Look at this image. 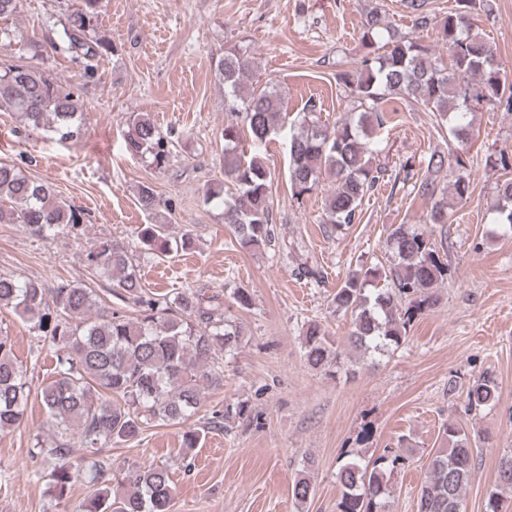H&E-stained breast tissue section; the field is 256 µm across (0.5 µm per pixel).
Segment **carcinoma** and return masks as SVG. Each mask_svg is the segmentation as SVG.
I'll list each match as a JSON object with an SVG mask.
<instances>
[{"label": "carcinoma", "mask_w": 512, "mask_h": 512, "mask_svg": "<svg viewBox=\"0 0 512 512\" xmlns=\"http://www.w3.org/2000/svg\"><path fill=\"white\" fill-rule=\"evenodd\" d=\"M403 2L415 28L439 26L449 60L395 30L384 5L376 4L363 22L365 54L358 67L336 71V83L349 90L352 108L331 126L314 104L304 108L298 121H290L277 86L257 89L249 84L256 70L249 48L240 43L224 51L218 64L224 111L230 113L222 132L224 181L208 185L203 199L221 209L241 248L265 249L276 243L271 172L262 155L268 143L285 141L295 195L308 194L324 178L331 179L323 223L333 232L355 223L364 198L385 181L386 168L372 159L379 147L374 133L386 124L385 114L397 111L395 103L432 113L437 126L448 129L461 146L471 140L474 112L485 106L512 112V84L501 78L492 46L474 29V12L489 11V0H458L459 8L441 18L429 10V0ZM100 7L101 0H81L80 8L58 20V39L49 41L81 64L88 79L94 78L101 58L117 51L97 28ZM45 49L43 42L30 41L26 52L32 62L0 69V111L16 113L28 128L50 131L60 144H74L84 134L82 113L74 93L33 64ZM123 139L128 152L148 158L154 169L170 167L172 140L161 135L149 115H133ZM455 163L459 173L446 188L437 182L445 164L441 155H431L414 182L416 193L430 203L428 224L448 223L449 201L461 203L471 194L466 163L459 156ZM489 163L511 172L512 150H499ZM138 203L151 219L137 231L145 250L168 257L191 247L188 235L171 236L167 222L158 218L160 200L151 185L139 186ZM491 210L494 223L512 228V178L496 183ZM83 221L81 210L58 199L48 182L0 162V224H22L31 234L47 237ZM386 245L388 265L350 271L330 300L332 313L351 317L344 344L369 356L405 345L407 327L435 305L432 289L448 279L447 254L426 231L392 224ZM84 262L93 274L116 282L117 299L132 303L135 315L97 311L98 296L83 284L63 282L50 289L39 280L0 275V308L11 309L37 332L54 362L53 375L40 391L53 432L36 441L31 455L51 461L47 480L60 499L89 462L93 489L73 512H171L173 487L167 468L131 465L114 485L103 449L138 440L157 422L183 424L194 416L203 389L224 380L218 360L239 346L242 328L224 317L216 295L147 292L133 254L122 242L96 241ZM303 349L309 366L333 376L350 373L339 343L320 323L307 324ZM496 398L494 382L486 377L467 392L472 410L490 407ZM29 400L26 370L15 358L10 339L0 336V431L21 424ZM442 434L444 444L428 454L417 512H464L473 465L470 437L453 420L443 425ZM74 448L83 455L74 457ZM402 460L388 449L372 461L345 460L337 472V512H386L391 476ZM506 489L512 490V449L498 459L497 485L488 494L485 512H502L501 491ZM314 494L310 472L301 471L291 487L295 504H307Z\"/></svg>", "instance_id": "obj_1"}]
</instances>
